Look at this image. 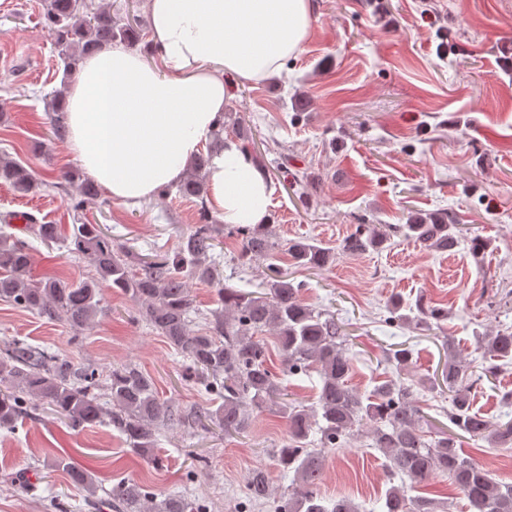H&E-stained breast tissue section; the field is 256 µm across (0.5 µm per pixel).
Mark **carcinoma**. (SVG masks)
<instances>
[{
  "label": "carcinoma",
  "instance_id": "cac0c4a2",
  "mask_svg": "<svg viewBox=\"0 0 512 512\" xmlns=\"http://www.w3.org/2000/svg\"><path fill=\"white\" fill-rule=\"evenodd\" d=\"M45 17L63 63L60 87L53 91L50 112L51 137L67 138L65 93L78 62L96 49L119 41L135 46L144 40L138 22L121 25L104 5L93 10L87 0H44ZM212 151L200 152L188 164L177 184L186 198L205 203L206 171ZM77 184L81 209L95 203L99 187L77 171L65 173ZM0 182L29 195L40 189L33 175L19 163L0 157ZM29 228L46 245L71 241L72 252L87 260L92 277L64 284L54 278L35 281L28 244L0 234V300L49 321H60L75 332L95 324L102 313L99 283L127 294L139 306L146 322L164 337L186 361V375L208 394L216 395V409L178 411L160 399L151 377L137 367L124 365L103 374L92 363L72 359L12 338L0 345V429L12 430L34 406L45 405L68 426L80 431L88 426L114 428L130 451L144 459L155 458L163 431L209 422L226 436L249 433L255 413L269 411L286 419L288 432L273 456L290 484L273 491L268 475L254 470L246 483V495L254 505L272 504L275 512H356L346 497L322 495L326 453L358 432L370 434L373 447L385 457L391 486L386 490L382 512H439L442 502L416 494L420 485L437 475L445 476L468 501L469 512H512V483H499L488 469L465 456L455 436L430 430L413 386L402 374L412 365L407 347L385 353L383 362L397 377L386 376L369 392L351 383L353 360L346 344L349 333L336 314L312 307L300 298L305 283L288 280L274 265L267 267L258 290L244 292L224 285L218 288L220 308L205 318V331L191 329L193 311L189 284L192 280L221 282L220 262L213 251L221 246L219 230L201 224L181 239L173 254L140 258L131 248L112 243L97 224H74L62 235L57 224H40L30 217ZM230 234L241 237L240 259H267L282 246L303 269H322L336 260V252L362 256L387 248L393 237L411 240L422 248L452 252L460 244L461 229L447 212H412L404 224H356L335 250L309 239L281 244L269 224H237ZM477 266L491 248L479 236L468 240ZM389 324H412L430 330L448 319V311L433 308L418 298L400 296L389 300ZM276 338L283 367L269 366L268 347L262 333ZM481 370L461 358L453 341L444 338L447 360L434 376L422 375L417 384L428 391L448 394L449 422L493 448H512V421L493 422L473 411L475 390L483 378L512 364V330L476 333ZM317 374L320 386L315 404L308 406L292 397L288 377ZM70 481L96 495L92 474L73 463H62ZM110 506L115 512H206L200 503L170 494L159 500L135 481L112 486Z\"/></svg>",
  "mask_w": 512,
  "mask_h": 512
}]
</instances>
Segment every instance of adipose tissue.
<instances>
[{"label": "adipose tissue", "instance_id": "obj_1", "mask_svg": "<svg viewBox=\"0 0 512 512\" xmlns=\"http://www.w3.org/2000/svg\"><path fill=\"white\" fill-rule=\"evenodd\" d=\"M311 17L312 0H149L156 62L120 45L82 59L66 97L71 152L113 200H151L216 130L231 79L280 72ZM207 182L225 223H268L267 175L241 144L225 141Z\"/></svg>", "mask_w": 512, "mask_h": 512}]
</instances>
